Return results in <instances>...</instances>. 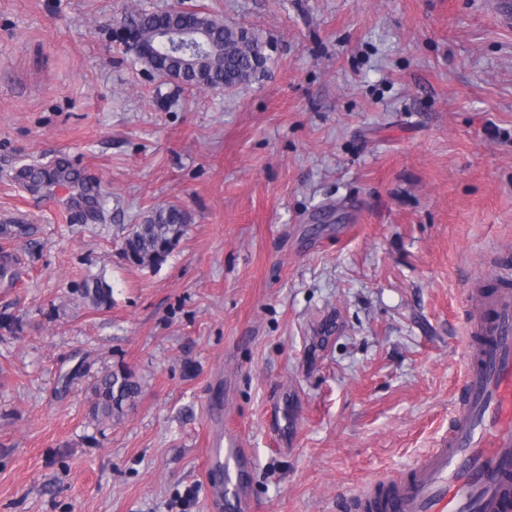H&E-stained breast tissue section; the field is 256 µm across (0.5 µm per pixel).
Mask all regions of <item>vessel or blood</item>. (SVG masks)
<instances>
[{"label": "vessel or blood", "instance_id": "b4317fda", "mask_svg": "<svg viewBox=\"0 0 512 512\" xmlns=\"http://www.w3.org/2000/svg\"><path fill=\"white\" fill-rule=\"evenodd\" d=\"M477 324L487 343L466 352L463 394L448 433L411 466L407 477L384 479L377 495L364 486L360 507L375 512H504L512 501V291L482 299ZM216 512H251L250 459L237 436L205 450Z\"/></svg>", "mask_w": 512, "mask_h": 512}]
</instances>
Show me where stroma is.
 <instances>
[{"label": "stroma", "instance_id": "35a3bbf8", "mask_svg": "<svg viewBox=\"0 0 512 512\" xmlns=\"http://www.w3.org/2000/svg\"><path fill=\"white\" fill-rule=\"evenodd\" d=\"M197 2L264 74L149 78L110 32L177 0H0V512H212L216 432L254 512H350L448 432L469 294L512 265L503 0ZM169 204L186 234L134 267ZM109 370L140 393L97 421ZM189 217L177 206L155 209L145 224H134L124 236L126 259L141 269L162 266L187 231ZM78 292L84 302L93 308H109L112 305V289L98 278L84 280Z\"/></svg>", "mask_w": 512, "mask_h": 512}]
</instances>
